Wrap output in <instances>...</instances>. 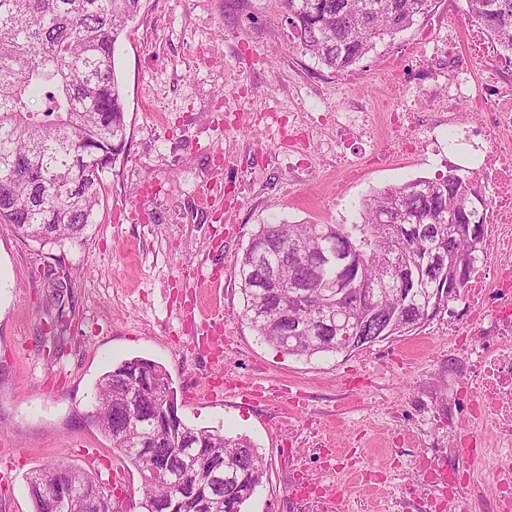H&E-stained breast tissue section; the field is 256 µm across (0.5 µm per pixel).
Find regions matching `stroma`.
Returning <instances> with one entry per match:
<instances>
[{"label": "stroma", "mask_w": 512, "mask_h": 512, "mask_svg": "<svg viewBox=\"0 0 512 512\" xmlns=\"http://www.w3.org/2000/svg\"><path fill=\"white\" fill-rule=\"evenodd\" d=\"M467 31L468 0H434L411 27L335 72L293 46L276 0H142L115 50L127 145L84 236L42 246L0 227V512H33L25 475L54 462L100 481L122 468V512H142L143 480L90 415L95 385L138 357L163 366L188 425L245 436L264 459L243 512H433L439 492L420 456L466 470L472 433L451 401L471 367L448 333L463 302L424 326L348 353L306 359L263 342L243 316L237 275L260 225L356 224L372 192L447 175L446 114L437 137L405 152L381 136L384 103L413 102L428 37ZM229 200L204 204L211 183ZM212 299L219 351L194 347ZM335 469H325V455ZM322 486L318 499L293 492Z\"/></svg>", "instance_id": "obj_1"}]
</instances>
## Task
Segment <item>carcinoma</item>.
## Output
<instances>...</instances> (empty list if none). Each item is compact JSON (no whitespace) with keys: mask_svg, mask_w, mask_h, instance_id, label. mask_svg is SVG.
Returning a JSON list of instances; mask_svg holds the SVG:
<instances>
[{"mask_svg":"<svg viewBox=\"0 0 512 512\" xmlns=\"http://www.w3.org/2000/svg\"><path fill=\"white\" fill-rule=\"evenodd\" d=\"M293 44L322 65L343 71L376 41L413 25L433 0H279ZM141 0H0V225L40 244L83 237L106 191L104 174L127 144L125 104L114 61ZM472 25L512 52V0H469ZM487 202L469 178H420L374 192L359 224H262L239 260L244 317L281 351L312 358L359 349L358 331L379 321L385 337L418 328L439 306L463 297L469 280L448 296L439 287L424 304L434 275L420 242L436 248L448 236L439 224H473L484 233ZM462 246L442 258L443 275L475 268L480 254ZM342 307L349 336L296 333L318 314ZM93 424L144 476V512H242L266 474L250 440L181 420L144 434L178 408L167 371L132 358L98 381ZM162 461L174 477L151 480ZM33 512H69L54 495L72 487L78 512H115L107 487L64 462L31 471Z\"/></svg>","mask_w":512,"mask_h":512,"instance_id":"carcinoma-1","label":"carcinoma"}]
</instances>
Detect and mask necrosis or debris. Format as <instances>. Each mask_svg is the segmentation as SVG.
I'll list each match as a JSON object with an SVG mask.
<instances>
[{
    "label": "necrosis or debris",
    "instance_id": "necrosis-or-debris-1",
    "mask_svg": "<svg viewBox=\"0 0 512 512\" xmlns=\"http://www.w3.org/2000/svg\"><path fill=\"white\" fill-rule=\"evenodd\" d=\"M458 33L449 29L448 68L431 73V87L421 96L432 101L437 90L447 92L448 129L459 144L471 147L466 171L488 202L483 240V266L477 267L469 288L467 319L461 327L472 336L468 356L475 367L468 383L471 419L488 428L480 445L463 444L465 453L483 459L481 468L458 478L456 470L439 474L434 461L419 465L441 478L450 512H475V504H460L465 487L489 482L492 512H512V61L497 63L479 84L456 57ZM471 104L475 120L462 121L460 105Z\"/></svg>",
    "mask_w": 512,
    "mask_h": 512
}]
</instances>
